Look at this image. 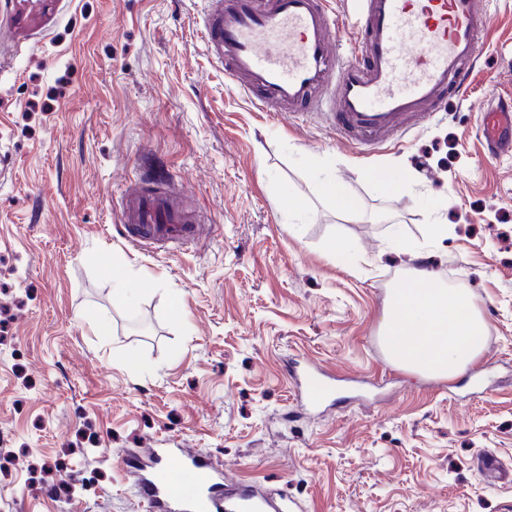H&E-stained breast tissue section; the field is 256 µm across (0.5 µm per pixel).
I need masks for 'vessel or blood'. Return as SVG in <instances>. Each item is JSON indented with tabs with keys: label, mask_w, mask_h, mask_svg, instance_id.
I'll use <instances>...</instances> for the list:
<instances>
[{
	"label": "vessel or blood",
	"mask_w": 512,
	"mask_h": 512,
	"mask_svg": "<svg viewBox=\"0 0 512 512\" xmlns=\"http://www.w3.org/2000/svg\"><path fill=\"white\" fill-rule=\"evenodd\" d=\"M364 31L343 42L328 0H223L208 10L205 44L231 83L266 112L322 116L361 145L401 142L406 119L428 121L463 90L488 31L484 0H358ZM480 133L490 156L512 153V108L487 107ZM173 190L128 186L119 201L124 238L136 246L198 237L196 215ZM300 402L321 408L316 371L294 369ZM127 467L154 512H282L280 501L230 490L223 472L187 448H150Z\"/></svg>",
	"instance_id": "1"
}]
</instances>
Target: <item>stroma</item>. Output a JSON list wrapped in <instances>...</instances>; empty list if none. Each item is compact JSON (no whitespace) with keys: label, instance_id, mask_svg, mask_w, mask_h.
I'll use <instances>...</instances> for the list:
<instances>
[{"label":"stroma","instance_id":"obj_1","mask_svg":"<svg viewBox=\"0 0 512 512\" xmlns=\"http://www.w3.org/2000/svg\"><path fill=\"white\" fill-rule=\"evenodd\" d=\"M208 2L0 0V512H152L125 465L151 447L293 512H512V484L476 467L485 451L512 467V153L488 158L479 131L483 106L512 103V0H487L465 96L377 148L230 88ZM314 161L358 211L321 196ZM405 170L398 190L373 179ZM147 171L202 240H124L120 194ZM287 195L306 203L292 218ZM419 265L458 278L487 326L451 379L380 344ZM302 357L331 375L332 409L300 412L285 364Z\"/></svg>","mask_w":512,"mask_h":512}]
</instances>
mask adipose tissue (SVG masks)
<instances>
[{
	"instance_id": "adipose-tissue-1",
	"label": "adipose tissue",
	"mask_w": 512,
	"mask_h": 512,
	"mask_svg": "<svg viewBox=\"0 0 512 512\" xmlns=\"http://www.w3.org/2000/svg\"><path fill=\"white\" fill-rule=\"evenodd\" d=\"M486 325L472 296L417 268L392 292L382 326L388 358L413 372L457 376L482 352Z\"/></svg>"
}]
</instances>
